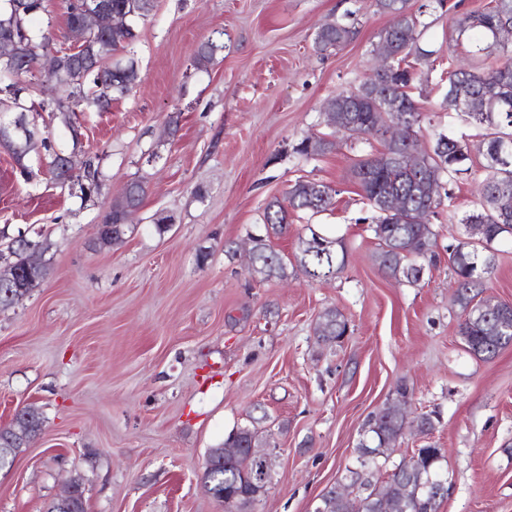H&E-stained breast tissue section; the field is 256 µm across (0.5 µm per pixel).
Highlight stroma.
I'll use <instances>...</instances> for the list:
<instances>
[{
    "label": "stroma",
    "instance_id": "stroma-1",
    "mask_svg": "<svg viewBox=\"0 0 512 512\" xmlns=\"http://www.w3.org/2000/svg\"><path fill=\"white\" fill-rule=\"evenodd\" d=\"M411 4L423 8L435 52L416 97L419 146L431 150L441 133L479 144L478 128L441 106L449 66L470 59L448 39L453 17L432 0ZM333 21L353 36L317 52V31ZM390 23L373 0H155L120 53L136 60L137 85L108 111L77 113L79 141L51 114L28 115L65 151L99 157V198L53 180L42 154L28 156L35 176L25 180L0 148V229L40 242L49 267L27 297L0 310V427L27 406L43 418L36 439L0 469V512H45L73 479L86 512H224L204 487L203 463L225 433L251 424L272 456L253 512H313L401 384L412 412L435 413L438 423L428 437L402 436L387 469L415 449H441L448 494L438 512H512V345L489 360L465 349L448 264L449 244L466 237L462 215L480 201L482 155L433 224L436 263L411 284L375 261L369 209L351 175L369 146L338 134L325 154L293 151L327 132V98L368 79ZM209 40L221 49L196 68ZM135 178L147 194L132 233L99 246L97 224ZM298 180L332 189V206L310 221L343 240L347 265L333 278H307L297 218L272 241L286 277H254L249 260L227 249L258 233L266 202ZM160 215L171 219L163 233ZM490 252L482 295L512 304V238ZM329 308L348 322L338 345L315 334Z\"/></svg>",
    "mask_w": 512,
    "mask_h": 512
}]
</instances>
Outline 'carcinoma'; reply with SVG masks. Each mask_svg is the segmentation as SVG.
I'll use <instances>...</instances> for the list:
<instances>
[{
	"label": "carcinoma",
	"instance_id": "cac0c4a2",
	"mask_svg": "<svg viewBox=\"0 0 512 512\" xmlns=\"http://www.w3.org/2000/svg\"><path fill=\"white\" fill-rule=\"evenodd\" d=\"M13 0H0V38L11 42L13 60H0V90L31 86L28 73L21 62L38 50L51 49L50 30L36 33L32 28L35 16L43 8V0H24L23 12L14 18ZM86 0H64L67 27L85 24ZM112 10L126 16L108 30H87L84 48L61 64L52 82L62 95L55 101L45 99L42 111L58 114L64 125L73 129L72 115L77 112H105L117 96L128 93L139 79L133 61L112 62V56L125 48L136 37L133 22L148 17L154 0H111ZM410 0H375L383 13L404 12L403 23L381 31L379 40L386 42L399 57L382 74L370 77L355 90H343L328 99L324 105L327 125L335 132L354 140L378 142L382 151L391 156L401 155L407 148L403 141L386 137L381 123L384 94L388 93L408 104L409 136L415 137L421 129L423 112L407 88L417 81H428V74L416 72L433 51L422 46L427 25L417 12L410 10ZM512 23V0H493V4L480 12L464 15L455 22L457 39H466L471 48V63L467 67L448 71V92L443 106L464 113L470 123L484 130L482 133L483 179L479 206L465 215L461 223L469 229L468 240L448 246V261L457 285L455 301L461 310L459 334L465 348L472 355L491 359L512 343V306L504 304L488 311L475 302L473 288L478 284V247H486L504 235H512V166L498 167L494 153L500 147L512 148V44L500 45L496 32L505 23ZM353 34L350 26L334 22L324 24L317 32L315 46L326 52L346 43ZM219 46L202 44L196 53V63L205 69L213 61ZM0 146L9 151L27 176L32 172L25 165L29 153L41 147L51 158V173L55 180L67 179L79 167L77 179L83 181L82 195L101 194L103 174L97 157L74 162L72 157L56 149L51 137L35 140V133L24 140H0ZM333 141L326 137H306L293 147L295 153L309 157L329 151ZM469 143L450 134H439L433 149L421 154L413 166L388 164L373 166V158L356 162L353 177L360 185L362 196L371 210L370 229L378 241L376 260L381 270L393 277H402L410 284L421 280L423 263L436 259V234L432 219L439 214L444 200H452L450 191L436 195L434 187L448 184L470 160ZM146 188L141 181H132L127 189L112 201L105 223L112 225V234L123 240L131 227L129 214L140 207ZM332 194L323 184L297 181L284 199L271 200L264 209L265 234L249 235L252 242V268L250 274L263 280L287 276V266L271 244V237L288 233L293 213H321L331 205ZM31 240L19 236L12 240L4 256L16 264L17 278L27 287H37L47 275V266L29 269L24 259L30 252ZM300 267L312 279L336 276L346 264V251L342 241L323 234L311 233L302 241ZM347 333L343 315L334 308L325 310L316 328L323 342H338ZM368 443L359 444L358 458L371 469L379 468V449L399 438L397 422L386 414L376 413L365 430ZM262 436L255 427L241 426L224 437L222 448L261 447ZM15 444L9 430L0 431V468L13 462ZM418 468L412 475L391 473L387 480L373 484L367 496L385 493L411 480L417 492L403 505L401 512H437L445 495L433 492L434 482L441 477L443 455L439 448H421L417 454ZM261 461L242 456L226 460L213 470V497L246 495L252 502L266 491L267 484L256 480L263 472Z\"/></svg>",
	"mask_w": 512,
	"mask_h": 512
}]
</instances>
